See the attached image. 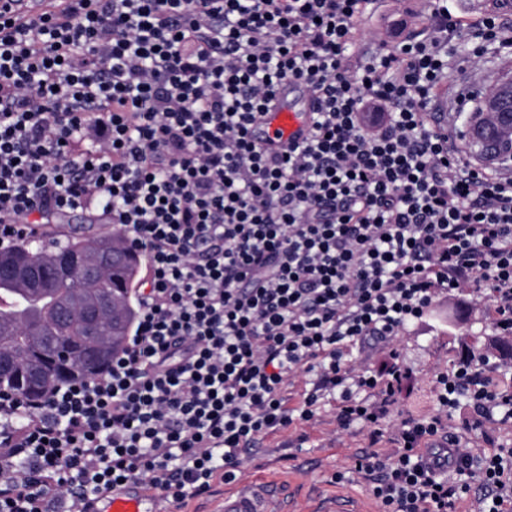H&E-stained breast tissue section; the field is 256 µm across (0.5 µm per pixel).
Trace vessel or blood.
<instances>
[{
  "label": "vessel or blood",
  "instance_id": "b4317fda",
  "mask_svg": "<svg viewBox=\"0 0 512 512\" xmlns=\"http://www.w3.org/2000/svg\"><path fill=\"white\" fill-rule=\"evenodd\" d=\"M281 100L266 113L255 128L256 136L266 146L277 148L304 138L309 130L311 110L307 94L299 93L297 85L281 88ZM270 490L251 482L241 483L234 495L225 497L221 512H270ZM151 494L144 491L119 490L108 498L104 512H151Z\"/></svg>",
  "mask_w": 512,
  "mask_h": 512
}]
</instances>
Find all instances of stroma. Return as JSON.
I'll use <instances>...</instances> for the list:
<instances>
[{
    "instance_id": "stroma-1",
    "label": "stroma",
    "mask_w": 512,
    "mask_h": 512,
    "mask_svg": "<svg viewBox=\"0 0 512 512\" xmlns=\"http://www.w3.org/2000/svg\"><path fill=\"white\" fill-rule=\"evenodd\" d=\"M427 20L417 0H378L376 11L363 16L357 27L362 42L374 33L388 40L422 33ZM407 372L397 401L386 416L387 430L402 419L426 414L435 407L434 373L452 369L470 350L495 354L502 339L492 321L488 303L476 302L468 290L436 300L424 318L408 325L393 339ZM335 401L325 400L314 421L293 424L265 436L244 456L236 481L254 480L280 490V505L286 512H315L336 500L366 503L371 512L380 506L370 484L353 472L354 454L369 445L366 430H337L333 421ZM344 473L336 481V473ZM236 481L215 483L212 494L189 498L179 504L157 502L155 512H216Z\"/></svg>"
}]
</instances>
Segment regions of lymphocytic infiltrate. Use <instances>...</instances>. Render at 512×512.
Wrapping results in <instances>:
<instances>
[{
  "label": "lymphocytic infiltrate",
  "instance_id": "1",
  "mask_svg": "<svg viewBox=\"0 0 512 512\" xmlns=\"http://www.w3.org/2000/svg\"><path fill=\"white\" fill-rule=\"evenodd\" d=\"M376 0H0V249L36 217L94 211L145 259L138 317L106 372L30 402L0 392V512H89L130 484L179 503L235 478L270 433L336 403L382 435L405 377L350 359L467 288L512 335V169L476 165L455 114L448 40L466 27L422 0L429 35L356 52ZM512 53L495 15L474 23ZM312 99L303 140L253 136L280 87ZM469 353L435 374L436 408L393 454L355 456L382 512H512V448H462L448 414L512 419V391ZM311 387L288 408L296 373Z\"/></svg>",
  "mask_w": 512,
  "mask_h": 512
}]
</instances>
